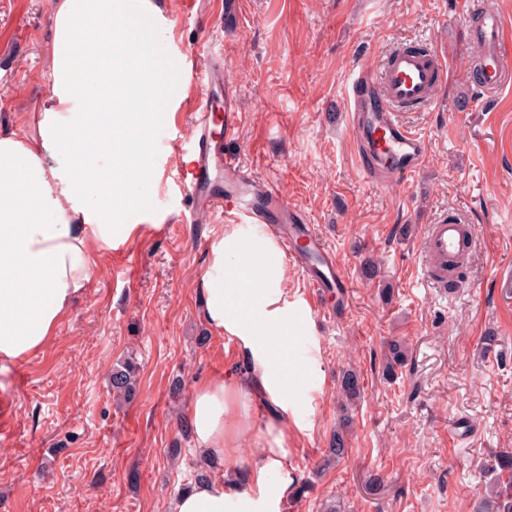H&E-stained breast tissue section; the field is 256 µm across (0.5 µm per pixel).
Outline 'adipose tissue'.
Returning a JSON list of instances; mask_svg holds the SVG:
<instances>
[{
  "instance_id": "obj_1",
  "label": "adipose tissue",
  "mask_w": 512,
  "mask_h": 512,
  "mask_svg": "<svg viewBox=\"0 0 512 512\" xmlns=\"http://www.w3.org/2000/svg\"><path fill=\"white\" fill-rule=\"evenodd\" d=\"M52 9L51 106L31 115L30 140L0 131V361L50 340L90 278L93 245L131 236L140 198L130 187L154 173L144 151L156 115L139 103L157 92L163 68L137 33L130 0H53ZM243 245L251 261L241 266ZM200 292L206 321L235 341L248 368L194 390L187 420L224 475L193 484L173 512H279L294 483L288 411L307 400L289 339L308 334L309 307L288 293L276 238L255 230L212 243ZM254 401L271 414L244 458Z\"/></svg>"
}]
</instances>
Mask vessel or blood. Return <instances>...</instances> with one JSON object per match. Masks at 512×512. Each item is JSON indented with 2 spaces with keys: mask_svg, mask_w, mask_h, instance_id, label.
<instances>
[{
  "mask_svg": "<svg viewBox=\"0 0 512 512\" xmlns=\"http://www.w3.org/2000/svg\"><path fill=\"white\" fill-rule=\"evenodd\" d=\"M474 62L480 82L490 95L512 83V27L494 9L478 12L470 28ZM200 110L194 122L190 160L179 171L178 185L187 202L186 223L198 213L221 214L239 224H261L280 239L289 263L309 274V288L320 292L346 287L338 261L314 225L306 223L273 184L248 175L227 140L216 139L215 101L223 103L225 132H232L238 101L223 64L212 57L196 62ZM446 65L439 54L405 45L392 51L379 70L359 68L348 92L350 129L369 160L373 180H397L420 170L427 143L408 126L404 112L433 104ZM480 234L476 225L458 216L441 215L425 225L418 251L424 269L444 281L449 263L471 249Z\"/></svg>",
  "mask_w": 512,
  "mask_h": 512,
  "instance_id": "1",
  "label": "vessel or blood"
}]
</instances>
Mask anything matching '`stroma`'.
Returning a JSON list of instances; mask_svg holds the SVG:
<instances>
[{"instance_id":"1","label":"stroma","mask_w":512,"mask_h":512,"mask_svg":"<svg viewBox=\"0 0 512 512\" xmlns=\"http://www.w3.org/2000/svg\"><path fill=\"white\" fill-rule=\"evenodd\" d=\"M51 2L0 0V129L21 138L51 94ZM153 2L177 55L221 56L241 107L233 148L315 225L350 283L316 296L286 268L313 327L291 344L310 369V404L288 415V460L303 491L280 512H318L329 499L343 512H472L494 454L512 448V85L491 99L475 84L471 0H241L232 32L217 16L187 14L181 0ZM410 41L437 47L446 73L434 104L406 114L427 141L420 170L377 183L348 130L346 87L355 67L379 69ZM197 106L194 89L162 103L179 125L156 179L138 186L158 206L124 252L95 250L91 278L49 343L0 362V394L15 410L0 433V512H172L199 458L173 407L188 410L198 385L246 369L235 342L205 321L199 291L212 240L235 222L176 221ZM442 210L482 228L453 287L429 286L418 263L420 232ZM398 337L410 357L388 380L386 343ZM130 358L136 391L119 402L109 379ZM350 367L364 398L349 459L322 471ZM458 419L473 432L452 448Z\"/></svg>"}]
</instances>
